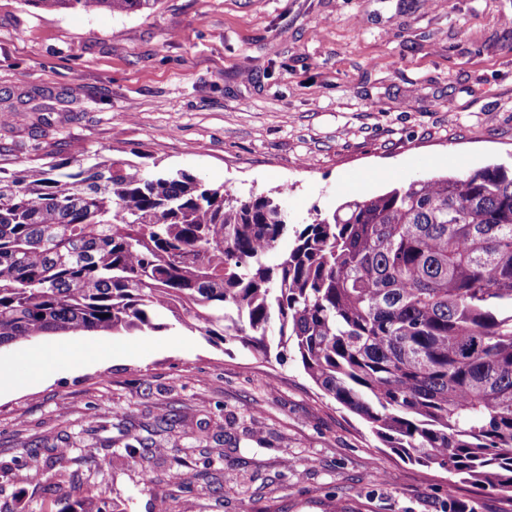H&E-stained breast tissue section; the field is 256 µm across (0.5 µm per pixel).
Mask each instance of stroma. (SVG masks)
Instances as JSON below:
<instances>
[{"mask_svg":"<svg viewBox=\"0 0 512 512\" xmlns=\"http://www.w3.org/2000/svg\"><path fill=\"white\" fill-rule=\"evenodd\" d=\"M9 111L7 167L109 151L242 198L281 193L307 224L512 161V0H161L127 15L0 0ZM162 321L88 337L111 358L47 362L38 384L28 354L70 336L0 350L26 379L0 395V512H59L66 496L120 512L162 499L171 512H512L510 497L402 462L294 351L265 359ZM137 437L148 450L129 455Z\"/></svg>","mask_w":512,"mask_h":512,"instance_id":"1","label":"stroma"}]
</instances>
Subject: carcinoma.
<instances>
[{
  "label": "carcinoma",
  "instance_id": "1",
  "mask_svg": "<svg viewBox=\"0 0 512 512\" xmlns=\"http://www.w3.org/2000/svg\"><path fill=\"white\" fill-rule=\"evenodd\" d=\"M160 0H22L153 10ZM168 311L305 374L401 460L512 494V164L289 223L182 169L0 167V346L157 331Z\"/></svg>",
  "mask_w": 512,
  "mask_h": 512
}]
</instances>
